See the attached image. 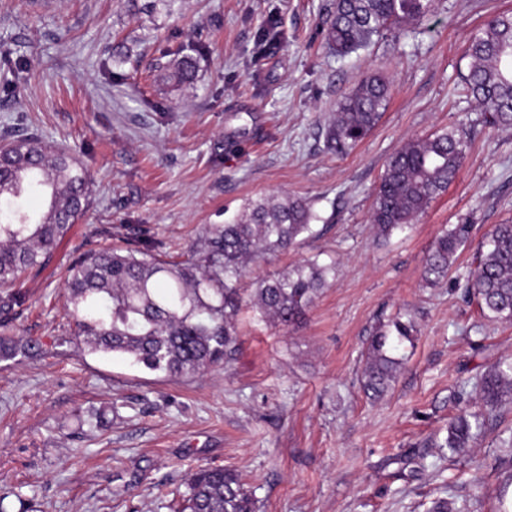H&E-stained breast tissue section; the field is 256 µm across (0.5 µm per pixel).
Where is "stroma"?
Wrapping results in <instances>:
<instances>
[{
	"mask_svg": "<svg viewBox=\"0 0 512 512\" xmlns=\"http://www.w3.org/2000/svg\"><path fill=\"white\" fill-rule=\"evenodd\" d=\"M334 0H176L173 13L128 15L119 0H0V142L38 134L76 153L89 210L49 265L16 284L0 325L31 338L32 357L0 360V503L7 512H172L190 469L240 474L258 512H512V398L472 446L439 445L459 384L512 358V323L465 298L463 250L448 280L422 278L435 238L456 224L479 243L512 221V129L485 125L463 89L470 38L512 0H433L347 57L326 46ZM137 40L127 63L112 47ZM195 44L193 88L163 85L166 51ZM390 81L388 106L348 156L325 148L337 100L364 77ZM464 126V164L405 231L379 240L369 222L385 165L405 140ZM300 197L316 215L294 249L250 265L240 286L304 259L336 277L296 325L250 307L235 359L166 378L120 356L88 353L65 316L64 271L92 248L143 226L162 252L247 200ZM415 325L404 364L379 401L360 387L377 322Z\"/></svg>",
	"mask_w": 512,
	"mask_h": 512,
	"instance_id": "1",
	"label": "stroma"
}]
</instances>
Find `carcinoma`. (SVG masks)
<instances>
[{
    "label": "carcinoma",
    "mask_w": 512,
    "mask_h": 512,
    "mask_svg": "<svg viewBox=\"0 0 512 512\" xmlns=\"http://www.w3.org/2000/svg\"><path fill=\"white\" fill-rule=\"evenodd\" d=\"M175 0H121L126 12L170 8ZM429 0H335L325 39L344 57L368 46L392 25L413 22ZM172 55L174 76L191 84L197 57L180 47ZM463 75L468 94L485 112L486 123L512 126V14L490 17L465 52ZM389 98L381 74L363 80L336 102L325 140L338 156L348 155L375 128ZM467 140L459 129H442L411 138L389 157L374 193L370 223L387 239L408 228L431 201L448 189L465 158ZM33 191L46 195L40 209L25 206ZM0 288H11L42 269L57 244L88 207V171L69 151L36 136L0 145ZM317 219L297 197H261L246 202L231 222L205 224L198 241L176 257L156 254L149 232L137 227L123 244L91 251L67 270L65 309L76 336L92 354H120L170 378L200 375L231 359L239 347L237 317L251 304L274 325H296L336 276V266L304 261L261 280L249 297L239 282L248 266L271 253L292 248ZM472 225L456 224L438 236L423 265V280L442 284L470 238ZM466 296L484 316L512 323V222L496 224L481 242L464 273ZM414 325L396 317L372 331L363 356L365 392L380 397L397 377L402 359L397 346L412 341ZM34 349L32 341L0 336V358ZM482 406L494 409L512 397V360H499L476 378ZM483 425L482 414L464 412L448 423L441 447H470ZM180 512H257L256 500L239 475L224 467L199 468L187 480Z\"/></svg>",
    "instance_id": "cac0c4a2"
}]
</instances>
